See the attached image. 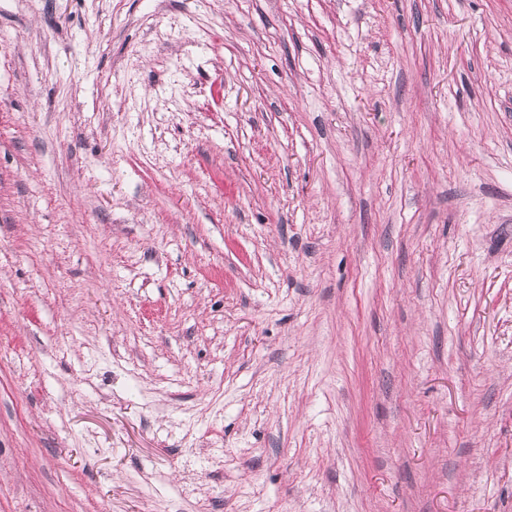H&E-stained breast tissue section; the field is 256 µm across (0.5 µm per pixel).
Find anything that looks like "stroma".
<instances>
[{"label":"stroma","instance_id":"35a3bbf8","mask_svg":"<svg viewBox=\"0 0 512 512\" xmlns=\"http://www.w3.org/2000/svg\"><path fill=\"white\" fill-rule=\"evenodd\" d=\"M0 512H512V0H0Z\"/></svg>","mask_w":512,"mask_h":512}]
</instances>
